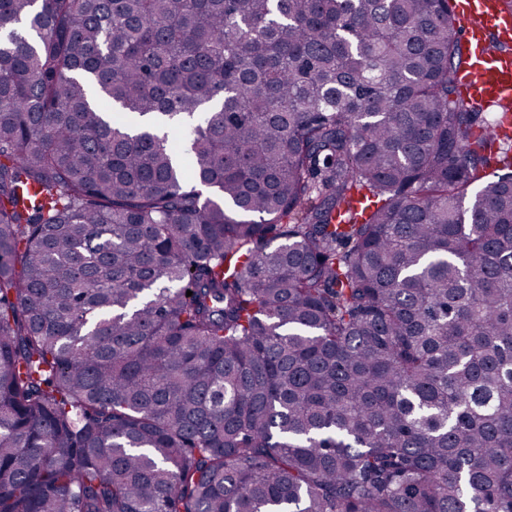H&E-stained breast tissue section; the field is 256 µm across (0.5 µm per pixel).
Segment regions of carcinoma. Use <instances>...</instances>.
Masks as SVG:
<instances>
[{"label": "carcinoma", "instance_id": "obj_1", "mask_svg": "<svg viewBox=\"0 0 512 512\" xmlns=\"http://www.w3.org/2000/svg\"><path fill=\"white\" fill-rule=\"evenodd\" d=\"M455 24L0 0V512H512V126Z\"/></svg>", "mask_w": 512, "mask_h": 512}]
</instances>
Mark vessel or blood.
Masks as SVG:
<instances>
[{
    "label": "vessel or blood",
    "instance_id": "obj_1",
    "mask_svg": "<svg viewBox=\"0 0 512 512\" xmlns=\"http://www.w3.org/2000/svg\"><path fill=\"white\" fill-rule=\"evenodd\" d=\"M457 30L468 60L459 74L461 94L484 107L512 100V13L498 0H455Z\"/></svg>",
    "mask_w": 512,
    "mask_h": 512
}]
</instances>
